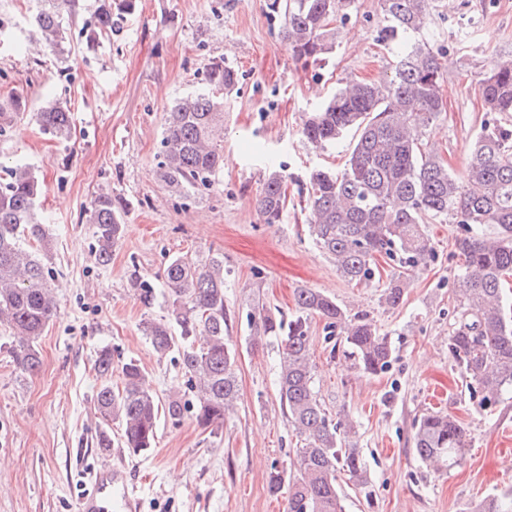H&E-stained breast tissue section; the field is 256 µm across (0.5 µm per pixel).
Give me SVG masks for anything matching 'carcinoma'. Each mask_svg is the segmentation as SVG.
<instances>
[{
  "mask_svg": "<svg viewBox=\"0 0 512 512\" xmlns=\"http://www.w3.org/2000/svg\"><path fill=\"white\" fill-rule=\"evenodd\" d=\"M36 25L43 49L64 53L62 11H76L78 0H41ZM355 0H273L281 19L280 37L294 60L306 67L327 58L335 49L332 22L350 16ZM433 0H382L379 42L396 47L390 74L373 82H350L308 113L303 136L315 147L336 143L350 130L356 139L339 172L317 169L308 177L309 231L315 244L349 282L374 280L377 258L399 265L427 264L433 247L424 225L435 220L462 229L455 245L463 282L461 319L448 340V351L462 375L496 398L512 388V312L503 288L512 276V55L497 56L474 84L484 117L469 149L466 165L457 173L440 158L426 153L423 134L444 110L439 56L414 34L426 26ZM135 0H102L96 29L89 38L112 33L114 12H130ZM238 83L237 71L222 59L210 62L206 88L174 104L160 142V178L166 187L190 198L214 185L224 165L217 136L224 129V94ZM42 130L56 138L71 134V109L55 101L35 113ZM44 186L29 167L0 163V326L10 330L16 367L34 373L41 367L37 340L56 308L55 285L46 267L51 238L35 220L34 208ZM286 178L273 170L255 197V210L264 224H279L286 209ZM123 209L109 193H100L86 210L94 225L95 252L102 264L122 237ZM491 224L493 236L482 233ZM170 290V320L143 325L159 357L177 354L195 404L170 397L162 403L144 384V370L135 359L121 364L122 386L112 388L114 355L104 347L95 362L100 386L96 393L102 420L98 445L112 447V424L120 428L119 442L137 455L156 444L160 420L182 422L188 406L203 429L219 427L239 399L236 374L238 350L228 334L224 308V255L206 258L173 257L164 270ZM141 304L155 302L153 286L132 280ZM405 287L395 282L383 293L384 303L398 307ZM296 313L289 319L254 304L251 341L273 338L280 343L279 397L288 422L301 438L289 482L278 470L269 486L287 488V512H344L338 474L353 485L367 484L349 415L332 419L313 387L309 344L310 320L325 321L328 338L339 340L363 373L385 371L393 349L365 317H349L336 300L313 288H299ZM415 452L422 461L453 463L466 447V432L448 413H429L417 421ZM470 512H512V494L483 499Z\"/></svg>",
  "mask_w": 512,
  "mask_h": 512,
  "instance_id": "carcinoma-1",
  "label": "carcinoma"
}]
</instances>
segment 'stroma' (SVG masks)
Instances as JSON below:
<instances>
[{
  "label": "stroma",
  "mask_w": 512,
  "mask_h": 512,
  "mask_svg": "<svg viewBox=\"0 0 512 512\" xmlns=\"http://www.w3.org/2000/svg\"><path fill=\"white\" fill-rule=\"evenodd\" d=\"M272 0H136L117 16L111 35L87 39L84 28L97 0H83L64 18L65 53L39 46L33 17L37 0H0V105L19 96L0 156L31 167L46 185L36 213L52 234L57 311L38 339L40 372L21 374L8 330L0 328V512H75L92 469L109 461L131 475L134 512H284L283 495L270 493L272 467H288L300 439L278 396L276 344L252 345L248 320L255 301L274 312L295 310L293 291L305 286L336 298L348 314H366L394 347L389 369L361 373L334 350L324 324L313 320V383L331 415L348 414L365 463L368 487L339 483L345 512H468L474 502L512 490V389L484 405L448 352L460 315V259L455 224H430L435 250L424 267L398 269L404 302H382L381 282L354 285L308 234V176L343 168L349 139L319 149L301 133L306 112L352 80L371 81L393 61L376 30L381 0H357L336 25V50L321 67L302 68L286 52ZM422 37L447 48L446 108L423 136L427 150L461 171L484 115L474 83L491 55L512 54V0H436ZM238 71L224 97V165L211 191L183 201L159 179L161 133L175 101L204 87L212 59ZM59 100L70 105V139L44 134L32 112ZM288 178L282 223H260L254 198L268 171ZM109 192L125 203L124 236L109 264L98 263L93 225L85 209ZM224 253V305L237 344L240 398L223 426L205 430L187 418L162 424L150 451L96 446L97 351L110 347L136 359L160 399L184 393L186 379L171 357H158L142 324L166 316L163 269L177 255ZM155 288L145 308L132 277ZM456 416L467 432L455 465L421 461L414 452L418 419L431 411Z\"/></svg>",
  "instance_id": "stroma-1"
}]
</instances>
